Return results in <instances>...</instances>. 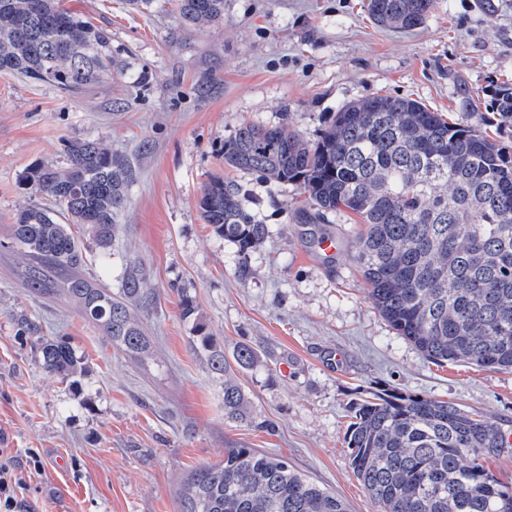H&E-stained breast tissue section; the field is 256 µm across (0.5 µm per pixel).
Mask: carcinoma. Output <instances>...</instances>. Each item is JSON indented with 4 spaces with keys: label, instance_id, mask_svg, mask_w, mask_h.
I'll list each match as a JSON object with an SVG mask.
<instances>
[{
    "label": "carcinoma",
    "instance_id": "obj_1",
    "mask_svg": "<svg viewBox=\"0 0 512 512\" xmlns=\"http://www.w3.org/2000/svg\"><path fill=\"white\" fill-rule=\"evenodd\" d=\"M437 0H368L374 22L395 32L422 26ZM182 28L224 21V0H175ZM111 34L63 0H0V72L67 92H84L123 74L112 60ZM66 166H34L27 181L57 210L35 204L19 212L11 243L29 257L26 285L64 295L82 316L131 355L151 342L131 305L149 303L140 275L129 271L121 296L80 274L92 240L102 263L136 181L124 156L98 139L64 147ZM224 167L296 185L306 196L304 224L346 210L365 226L356 261L381 316L438 363L512 369V152L472 125L451 123L423 103L379 95L344 105L311 143L287 125L246 123L224 139ZM232 179L212 177L199 209L214 234L231 242L239 275L268 237V226ZM65 217L61 224L55 214ZM180 316L213 374L224 378V417H250L229 375L224 344L184 289ZM43 369L79 387L84 360L64 336L21 320ZM353 472L378 512H503L512 488L486 466L512 446L508 434L476 413L419 395L384 393L354 404L346 435ZM181 512H347L328 489L284 458L227 448L224 460L196 470L180 493Z\"/></svg>",
    "mask_w": 512,
    "mask_h": 512
}]
</instances>
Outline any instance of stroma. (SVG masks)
I'll list each match as a JSON object with an SVG mask.
<instances>
[{
    "mask_svg": "<svg viewBox=\"0 0 512 512\" xmlns=\"http://www.w3.org/2000/svg\"><path fill=\"white\" fill-rule=\"evenodd\" d=\"M366 2L224 0L223 23L183 31L170 0L141 11L66 0L111 33L113 59L146 82L117 75L68 94L0 73V452L27 486L24 512H179L186 479L238 447L287 457L348 512H377L345 436L353 403L385 391L448 401L512 432V370L440 366L399 336L369 297L348 212L299 223L296 185L224 168L220 148L243 124L284 123L314 142L343 105L387 94L512 147V120L494 106L512 88V0H440L410 35L376 26ZM77 137L103 139L138 172L111 265L82 273L115 291L138 269L151 292L137 310L154 342L146 360L112 345L69 299L32 293L28 259L10 240L17 213L42 201L27 170L64 166ZM222 173L249 189L269 229L243 278L235 246L198 208L201 186ZM326 233L342 240L336 254L318 247ZM182 288L226 358L256 351L230 375L269 429L225 420L224 381L192 347ZM25 317L83 354L82 392L43 370L36 344L17 334Z\"/></svg>",
    "mask_w": 512,
    "mask_h": 512,
    "instance_id": "35a3bbf8",
    "label": "stroma"
}]
</instances>
